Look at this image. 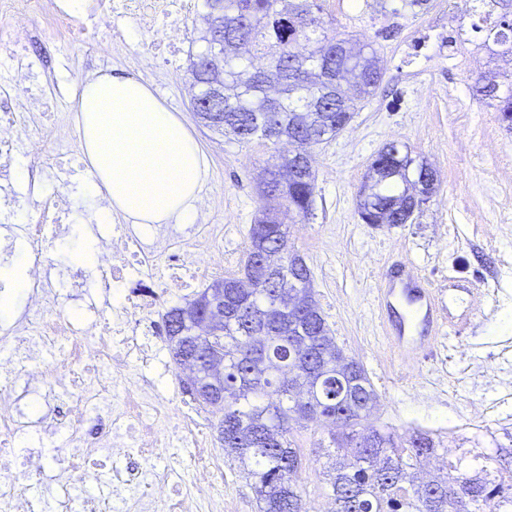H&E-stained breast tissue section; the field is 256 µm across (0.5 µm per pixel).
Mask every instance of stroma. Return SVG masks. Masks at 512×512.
Here are the masks:
<instances>
[{
  "label": "stroma",
  "mask_w": 512,
  "mask_h": 512,
  "mask_svg": "<svg viewBox=\"0 0 512 512\" xmlns=\"http://www.w3.org/2000/svg\"><path fill=\"white\" fill-rule=\"evenodd\" d=\"M323 16L337 31L355 35L378 50L383 79L347 128L314 146L315 205L308 220L291 225V242L313 270L312 288L336 343L365 368L378 396L367 422L397 432L412 428L439 434L444 443L500 453L503 476L512 475V133L496 112L473 93L474 80L488 57L477 50L482 34L472 29L465 0H431L427 11L399 10L384 16L366 0H323ZM179 53L173 63L146 69L142 53L151 49V34L129 21L120 35L92 32L81 45L61 46L52 31L33 27L25 51L35 63L33 91L42 105L27 115L20 137H36L47 152L59 154L75 175L63 185L46 174L35 189L27 187L29 157L15 154L9 164L15 180L14 222L38 218L57 194L68 200L67 236L42 245L43 265L58 283L57 310L111 314L112 289L95 265L106 229L99 217L109 207L102 184L93 182L81 159L76 126H60V109L75 110L82 82L98 73L133 76L148 84L163 103L180 114L208 159V173L190 224H169L170 233L190 236L195 225L224 229V273L240 271L249 246L248 229L260 215L262 201L256 174L275 153H287L260 140L243 144L206 127L191 112L186 93L189 55L198 48L200 27L182 24ZM392 141L405 144L412 157L436 172L438 189L414 221L396 227L364 223L358 191L371 162ZM413 264L435 288L449 277L475 284L482 292L481 310L458 336L443 337L431 355L401 359L381 337L376 304L379 281L396 265ZM148 359L131 357L122 376L102 365L79 366L60 388L47 383L28 388L30 371L65 359L69 342L60 338L39 351L10 378H0V392L27 393L41 401L48 422L29 421L17 434L16 452L42 453L51 466L72 460L65 432L49 421L64 416L72 403L100 383L120 399L130 379L155 383L166 411L152 454L130 452L117 458L124 482L114 483V512H131L143 473L171 474L188 489L201 457L221 473L213 496L225 512H258L256 496L237 463L224 455L214 431L216 416L202 426L172 431L168 411L193 414L169 351L165 334L146 337ZM327 424H293L291 433L304 447L301 484L306 504L327 499L322 445Z\"/></svg>",
  "instance_id": "stroma-1"
}]
</instances>
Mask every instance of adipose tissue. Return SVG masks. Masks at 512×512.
<instances>
[{"mask_svg": "<svg viewBox=\"0 0 512 512\" xmlns=\"http://www.w3.org/2000/svg\"><path fill=\"white\" fill-rule=\"evenodd\" d=\"M80 148L113 212L138 224L190 223L208 166L179 114L131 77L84 81Z\"/></svg>", "mask_w": 512, "mask_h": 512, "instance_id": "obj_1", "label": "adipose tissue"}]
</instances>
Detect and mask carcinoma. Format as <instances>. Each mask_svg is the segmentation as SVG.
<instances>
[{
    "instance_id": "carcinoma-1",
    "label": "carcinoma",
    "mask_w": 512,
    "mask_h": 512,
    "mask_svg": "<svg viewBox=\"0 0 512 512\" xmlns=\"http://www.w3.org/2000/svg\"><path fill=\"white\" fill-rule=\"evenodd\" d=\"M485 33L480 45L491 57L512 45V0H470ZM224 8V28L248 46L247 56L224 58V98L209 105L223 114L216 130L240 143L254 139L278 143L294 136L318 145L343 131L360 102L379 86L382 72L376 48L347 34H329L317 0H202L204 13ZM306 51H297L299 41ZM267 57L280 82L277 98L268 97L257 56ZM331 59L351 86L340 96L317 85L310 66ZM506 91H501V87ZM474 94L498 112L512 130V73L487 72L477 78ZM318 99L319 124L308 123L306 106ZM287 159L262 167L259 182L265 202L262 218L250 229L241 273L222 279L224 331L202 345L224 359V454L239 462L259 502V512H305L298 484L304 467L302 449L291 439L293 421L327 423L331 451L325 476L335 512H512V483L491 467L493 456H461L426 482L413 475L439 455L440 442L427 431L402 435L390 429L361 427L377 402V393L359 362L336 344L312 291L307 262L296 263L289 241L291 220L308 219L315 196V172L307 168L291 184L280 185ZM404 185L381 182L364 210L386 224H407L413 214L390 209L387 202Z\"/></svg>"
}]
</instances>
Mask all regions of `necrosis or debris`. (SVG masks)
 <instances>
[{
    "instance_id": "necrosis-or-debris-1",
    "label": "necrosis or debris",
    "mask_w": 512,
    "mask_h": 512,
    "mask_svg": "<svg viewBox=\"0 0 512 512\" xmlns=\"http://www.w3.org/2000/svg\"><path fill=\"white\" fill-rule=\"evenodd\" d=\"M187 5L188 0H109L99 17V26L115 31L121 22L130 18L139 21L146 31L162 26L167 31L165 46L173 50L180 41L181 23L188 15ZM159 259L166 262L169 270L162 280L150 272L154 261ZM97 261L99 267L110 274L115 294L122 303L119 327L110 330L86 318L76 330L70 316L52 312L50 285L41 261L37 260L29 265L24 277L34 312L21 316L0 337L20 343L33 337L50 341L66 336L70 339L68 363L95 362L119 372L129 357L144 355L139 337L151 324L165 290L194 287L195 268L223 269L224 233L213 230L190 239H177L163 233L157 225L116 230ZM92 407L109 412L111 418L101 421L94 444L80 449L78 461L72 467L48 470L45 458L38 453L17 458L13 440L0 437V473L6 477L20 465L31 475L50 473L52 481L64 488L74 472L104 467L112 457L133 448L142 452L155 447L157 429L151 414L158 406L149 384L129 388L117 407L113 406L108 389H94L85 402L69 408L66 419L70 434H77L83 427Z\"/></svg>"
}]
</instances>
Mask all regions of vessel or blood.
Returning a JSON list of instances; mask_svg holds the SVG:
<instances>
[{"label": "vessel or blood", "instance_id": "obj_1", "mask_svg": "<svg viewBox=\"0 0 512 512\" xmlns=\"http://www.w3.org/2000/svg\"><path fill=\"white\" fill-rule=\"evenodd\" d=\"M448 291L467 295L469 304L446 310L440 304L439 290L430 287L411 266L382 285L378 303L392 314L391 320L383 325V333L401 356L428 355L441 336L449 332L458 335L467 328L480 304L479 294L455 279L449 280Z\"/></svg>", "mask_w": 512, "mask_h": 512}]
</instances>
